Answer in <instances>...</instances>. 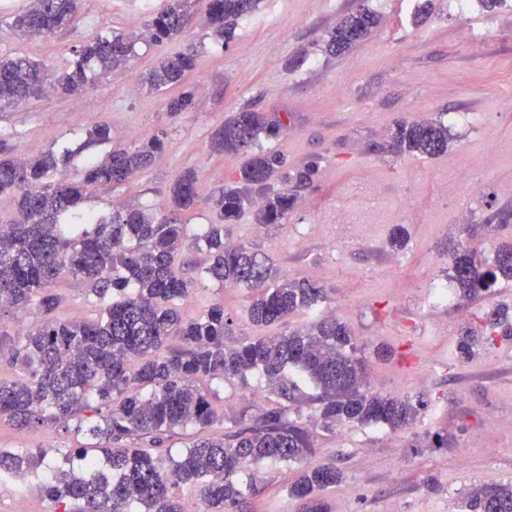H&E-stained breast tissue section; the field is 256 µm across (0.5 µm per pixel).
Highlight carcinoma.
I'll list each match as a JSON object with an SVG mask.
<instances>
[{"label":"carcinoma","instance_id":"cac0c4a2","mask_svg":"<svg viewBox=\"0 0 512 512\" xmlns=\"http://www.w3.org/2000/svg\"><path fill=\"white\" fill-rule=\"evenodd\" d=\"M80 0H29L9 24L19 39L48 36L78 20ZM188 0H165L148 24L144 37L170 40L187 22ZM258 0H208V25L213 35L231 36L237 20L250 14ZM378 15L363 8L343 17L328 33L327 49L335 54L367 36ZM134 40L122 32L101 36L74 51L70 69L57 73L45 64L17 57L0 59V108L20 106L46 90L80 93L90 63L105 74L125 65ZM196 68L191 53L162 59L144 78L149 88L181 91L168 102L172 112L194 105L186 78ZM286 128L278 113L251 109L235 113L212 137L214 150L241 155L239 177L225 186L214 205L231 221L248 205L256 207L262 225L279 224L294 198L274 189L273 177L286 166L277 151H253L262 140H275ZM448 126L440 121L400 124L391 148L435 157L448 151ZM163 141L154 137L132 148L112 150L88 163L74 178L53 179L60 164L54 153L20 159L0 136V196L13 195L17 219L0 224V322L18 312L42 319L12 336L0 328V353L23 374L20 380L0 379V419L19 429L58 425L84 438L63 457L81 464L82 475L61 467L51 469L42 484L59 512H190L179 489L199 497L197 512H247L254 486L242 488L234 476L246 462H279L301 466L289 495L302 501V512H328L319 496L343 482L333 464L309 465L313 440L309 429L288 418V403L302 397L295 372L316 394L317 424L325 430L338 422L361 426H409L418 406L403 396L374 394L367 389V370L357 356L354 336L332 317L288 332L257 334L235 346L224 345L232 319L224 307L213 305L199 315H186L179 302L197 282L216 281L251 291L248 317L263 329L284 324L298 311L326 298L325 289L306 279L279 274L271 259L255 247L224 238V225L211 224L190 243L179 215L198 203L199 185L193 171L183 172L171 188L170 209L151 218L136 204L105 221L90 220L82 209L91 189L112 188L150 166ZM207 254L198 279H186L175 266L185 247ZM452 294L470 297L502 279L512 280V245L501 246L486 268L476 265L465 250L451 257ZM62 276L87 282L100 300L112 298L92 320L58 319L53 286ZM486 328L512 333V309L494 306L485 316ZM489 340L465 328L456 344V358L468 360ZM257 370L268 391L282 403L242 413L217 436L207 434L173 455L164 451L176 430L194 426L205 432L217 421L216 392L199 386L207 378L219 382L245 380ZM95 409L98 420L82 413ZM105 449L109 469L87 456L88 449ZM58 449L36 452L0 448V480L32 473ZM467 512H512V484L474 488L461 503Z\"/></svg>","mask_w":512,"mask_h":512}]
</instances>
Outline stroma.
<instances>
[{
    "label": "stroma",
    "instance_id": "stroma-1",
    "mask_svg": "<svg viewBox=\"0 0 512 512\" xmlns=\"http://www.w3.org/2000/svg\"><path fill=\"white\" fill-rule=\"evenodd\" d=\"M27 0H0V58L23 57L61 69L73 49L115 31L135 36L126 68L96 76L85 97L42 94L18 108L0 110V135L19 156L51 151L67 157L61 175H73L114 148L161 137L164 148L151 167L123 185L99 190L85 206L102 218L136 203L151 214L169 208L170 188L194 171L200 199L183 215L189 234L221 222L211 195L236 180L243 159L212 149L213 131L245 108L287 115V128L262 146L287 160L279 190L295 199L285 223L258 226L246 208L225 231L232 242L255 243L285 275L325 288L322 311L289 316L301 326L327 312L351 328L366 363L370 389L418 404L405 430L337 424L313 432L309 464L331 463L343 483L323 492L330 512H463L464 492L486 483H512V335L491 333L481 352L455 357L462 327H480L495 304L512 305V282L493 294L430 307L432 289L447 285L450 254L470 250L491 260L512 243V0L488 7L469 0L458 14L452 0H259L239 19L229 40L215 39L206 24L205 0H189L188 22L175 39L142 40L140 33L162 0H81L80 18L42 39H18L6 26ZM371 8L379 24L371 35L335 55L327 33L345 15ZM190 51L196 68L188 84L196 94L189 112H170L175 89L152 92L139 78L165 56ZM441 120L451 137L436 157L398 155L390 143L399 122ZM111 131L92 141L94 125ZM318 159L312 183L296 180ZM408 243L389 245L395 227ZM59 318L91 319L100 304L86 285L64 277L54 286ZM250 294L210 282L187 306L199 314L215 304L233 320L226 345L254 335ZM216 403L225 417L257 414L274 397L259 373L246 384L225 386ZM448 440L434 448L433 434ZM72 433L58 427L14 429L0 420V448H69ZM297 466L247 464L241 484L254 485L252 512H302L288 487ZM28 512H56L38 478L0 482V512L17 501Z\"/></svg>",
    "mask_w": 512,
    "mask_h": 512
}]
</instances>
